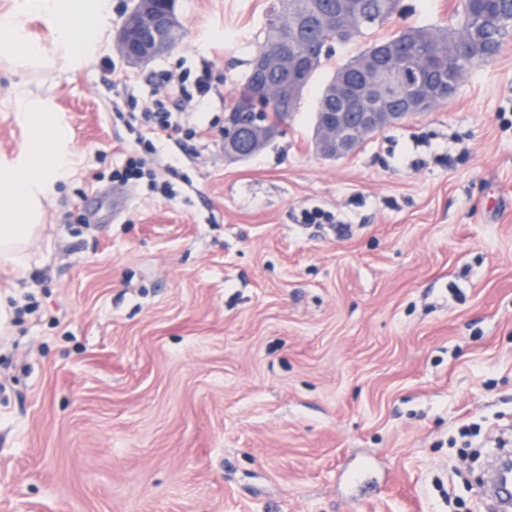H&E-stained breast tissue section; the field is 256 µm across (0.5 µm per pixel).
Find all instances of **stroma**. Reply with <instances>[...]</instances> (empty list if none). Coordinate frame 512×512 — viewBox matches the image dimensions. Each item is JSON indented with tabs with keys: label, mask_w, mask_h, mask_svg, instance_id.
Returning a JSON list of instances; mask_svg holds the SVG:
<instances>
[{
	"label": "stroma",
	"mask_w": 512,
	"mask_h": 512,
	"mask_svg": "<svg viewBox=\"0 0 512 512\" xmlns=\"http://www.w3.org/2000/svg\"><path fill=\"white\" fill-rule=\"evenodd\" d=\"M276 0H175L180 38L131 65L105 43L75 68H14L0 45V157L24 140L13 86L67 122L78 163L44 203L18 313L0 336V512H470L449 472L512 422V36L433 110L353 156L313 147L336 70L459 0L335 46L283 133L248 160L222 131ZM208 69L202 113L156 139L177 194L109 180L123 116L166 72ZM95 195L89 224L82 215ZM321 208L334 224H305Z\"/></svg>",
	"instance_id": "1"
}]
</instances>
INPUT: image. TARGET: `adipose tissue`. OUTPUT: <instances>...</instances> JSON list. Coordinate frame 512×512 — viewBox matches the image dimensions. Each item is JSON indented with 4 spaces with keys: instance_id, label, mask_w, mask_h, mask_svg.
<instances>
[{
    "instance_id": "adipose-tissue-1",
    "label": "adipose tissue",
    "mask_w": 512,
    "mask_h": 512,
    "mask_svg": "<svg viewBox=\"0 0 512 512\" xmlns=\"http://www.w3.org/2000/svg\"><path fill=\"white\" fill-rule=\"evenodd\" d=\"M33 13L49 15L51 46L29 38ZM111 15L112 0H25L20 10L0 16V42L18 45L14 60L22 66L54 57L84 64L97 56ZM14 93V118L26 136L15 157L0 162V269L22 279L30 269L26 247L44 223L42 202L55 183L70 178L76 151L68 124L25 83H17Z\"/></svg>"
}]
</instances>
